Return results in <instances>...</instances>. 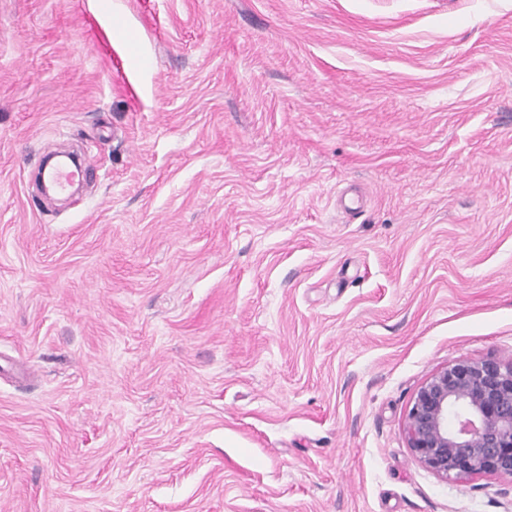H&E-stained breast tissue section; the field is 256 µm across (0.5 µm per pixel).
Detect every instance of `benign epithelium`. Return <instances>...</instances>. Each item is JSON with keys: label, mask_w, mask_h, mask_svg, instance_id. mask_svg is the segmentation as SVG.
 <instances>
[{"label": "benign epithelium", "mask_w": 512, "mask_h": 512, "mask_svg": "<svg viewBox=\"0 0 512 512\" xmlns=\"http://www.w3.org/2000/svg\"><path fill=\"white\" fill-rule=\"evenodd\" d=\"M407 446L448 480L512 477V362L456 360L416 391L404 424Z\"/></svg>", "instance_id": "obj_1"}]
</instances>
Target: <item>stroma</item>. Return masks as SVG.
<instances>
[{
	"mask_svg": "<svg viewBox=\"0 0 512 512\" xmlns=\"http://www.w3.org/2000/svg\"><path fill=\"white\" fill-rule=\"evenodd\" d=\"M483 358L512 0H0V512H512L404 434Z\"/></svg>",
	"mask_w": 512,
	"mask_h": 512,
	"instance_id": "1",
	"label": "stroma"
}]
</instances>
